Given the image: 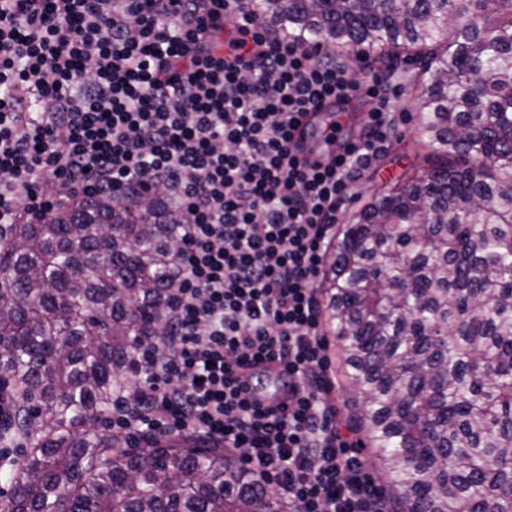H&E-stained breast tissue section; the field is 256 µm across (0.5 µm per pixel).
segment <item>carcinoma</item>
I'll use <instances>...</instances> for the list:
<instances>
[{
    "label": "carcinoma",
    "instance_id": "obj_1",
    "mask_svg": "<svg viewBox=\"0 0 512 512\" xmlns=\"http://www.w3.org/2000/svg\"><path fill=\"white\" fill-rule=\"evenodd\" d=\"M296 42L394 59L430 44L419 125L436 161L336 232L324 321L395 512H512V0H255ZM100 197L0 224V441L29 448L0 512H292L230 454L89 432L164 325L176 226Z\"/></svg>",
    "mask_w": 512,
    "mask_h": 512
}]
</instances>
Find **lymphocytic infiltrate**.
I'll return each mask as SVG.
<instances>
[{"mask_svg": "<svg viewBox=\"0 0 512 512\" xmlns=\"http://www.w3.org/2000/svg\"><path fill=\"white\" fill-rule=\"evenodd\" d=\"M356 96L360 137L323 129L332 152L302 158L301 116ZM394 129L386 82L290 41L249 0H0V224L143 188L188 217L166 332L137 345L136 392L112 405L126 446L200 437L295 512H382L336 423L316 284ZM274 370L284 410L253 395Z\"/></svg>", "mask_w": 512, "mask_h": 512, "instance_id": "obj_1", "label": "lymphocytic infiltrate"}]
</instances>
